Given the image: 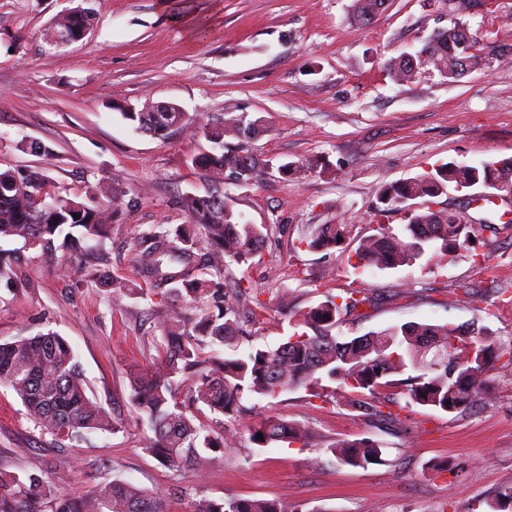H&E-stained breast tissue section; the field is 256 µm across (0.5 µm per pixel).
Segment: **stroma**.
<instances>
[{
    "instance_id": "stroma-1",
    "label": "stroma",
    "mask_w": 512,
    "mask_h": 512,
    "mask_svg": "<svg viewBox=\"0 0 512 512\" xmlns=\"http://www.w3.org/2000/svg\"><path fill=\"white\" fill-rule=\"evenodd\" d=\"M79 0H0V170L35 168L81 201H105L119 187L127 207L112 233L84 258L118 279L135 280V241L152 224L184 223L180 201L206 195L212 173L194 163L210 151L201 122L248 113L263 120L248 147L272 168L263 179L224 184L245 221L266 224L258 265L232 266L265 309L243 347L271 349L297 333L279 289L302 306L362 286L377 304L367 317H345L348 339L403 323L477 324L512 338V223L501 206L482 204L483 188H448L437 210L477 200L468 249L428 264L359 269V238L385 226L400 232L406 210L383 222L373 213L386 183L434 172L441 164L512 158V63L494 64L449 84L425 71L399 85L384 63L415 52L447 28V12L427 0H387L358 30L352 0H92L88 37L67 47L47 38L53 20ZM512 0H474L467 20L481 44L512 45ZM179 105L185 127L161 140L135 130L120 106ZM315 159L319 168L286 180L279 165ZM345 224V244L311 252L298 240L307 225ZM20 249L12 284H0V338L53 331L72 345L88 394L114 413L115 430L56 447L0 386V470L58 477V496L87 493L103 479L166 497L167 512H194L199 499H278L303 512H492L512 489V372L493 370L490 400L466 414L414 405L398 428L371 426L344 398L324 402L298 389L248 396L253 414L284 418L312 431L309 443L259 447L247 428L238 448L208 476L173 471L145 446L146 428L130 401V379L158 355L149 320L156 297L114 299L79 281L65 264ZM370 439L380 463L339 464L330 445ZM446 465L443 473L433 464Z\"/></svg>"
}]
</instances>
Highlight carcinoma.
I'll list each match as a JSON object with an SVG mask.
<instances>
[{
	"label": "carcinoma",
	"mask_w": 512,
	"mask_h": 512,
	"mask_svg": "<svg viewBox=\"0 0 512 512\" xmlns=\"http://www.w3.org/2000/svg\"><path fill=\"white\" fill-rule=\"evenodd\" d=\"M385 0H354L358 28L373 24ZM452 25L427 38L420 50L403 53L385 62L390 78L399 85L413 82L423 71H435L453 83L494 62L511 63L512 48H480L468 22L461 18L469 8L465 0H443ZM72 34L92 25L89 8L76 6ZM122 117L141 132L167 139L186 123L183 112H137L121 109ZM262 119L244 115L205 124L202 131L214 144L199 163L217 183L232 178L248 184L261 178L265 163L244 143L258 132ZM238 141L228 146L226 139ZM313 162H288L278 168L283 178L299 179ZM493 181L512 194V161L467 165L448 162L433 174L388 183L379 191L378 216L409 200L423 203L411 213L404 232H381L358 241V266L379 270L412 265L454 253L469 244L473 220L457 210H435L431 199L452 185L469 189ZM45 176L29 169L0 170V239H17L45 255L74 264L93 244L106 238L112 218L125 194L112 189L111 206H90L83 201L50 193ZM187 223L170 229L152 224L137 242L136 277L145 287L88 271L85 276L118 296L150 294L171 301L156 310L153 330L160 333L159 355L145 373L133 377L130 399L140 420L152 435L146 447L169 467L203 472L236 449V430L224 427V418L236 420L246 394L275 398L304 388L322 401L336 398V389L351 388L360 394L349 406L372 421L394 423L398 415L385 410L379 396L383 387L402 386L409 403L445 413L464 414L479 394L486 392L488 374L496 362L512 371V346L477 326L463 330L451 324L406 323L389 326L349 341L334 333L347 315H364L373 306L366 288H350L342 295L328 294L314 306L298 308L293 291H281L282 307L294 309L296 333L276 349L253 347L239 355L236 348L259 321L260 301L245 312L236 309L225 288V273L233 264H246L259 253L266 224L242 221L216 188L205 196L187 194L181 199ZM345 224H310L300 242L312 251H328L347 238ZM230 353H225L224 349ZM0 385L21 400L26 415L44 435L58 443L79 441L97 430L116 428L103 405L87 394L78 361L70 343L55 332H39L0 340ZM207 409L216 415L214 425L194 423L195 412ZM251 440L260 445L288 441L307 443L310 430L282 418H261L249 425ZM263 439H257V434ZM330 451L341 463L366 467L382 461V450L372 440L340 442ZM55 512H166L164 496L148 493L131 483L102 481L91 494L59 498L54 483L36 473L19 475L0 471V512H42L46 501ZM197 512H302L277 500L228 497L220 502L204 499Z\"/></svg>",
	"instance_id": "cac0c4a2"
}]
</instances>
